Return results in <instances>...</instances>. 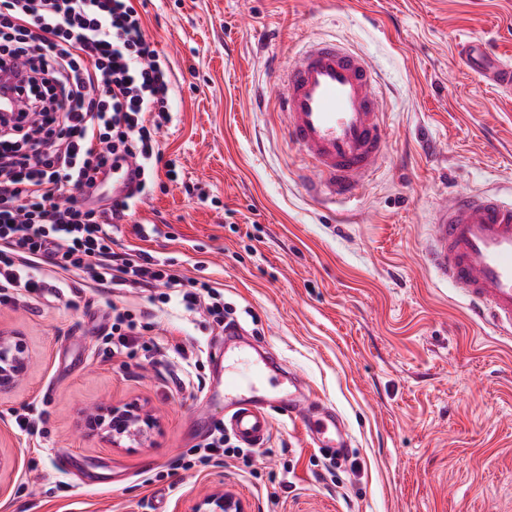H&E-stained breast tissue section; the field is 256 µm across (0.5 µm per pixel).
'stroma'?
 I'll list each match as a JSON object with an SVG mask.
<instances>
[{
    "instance_id": "obj_1",
    "label": "stroma",
    "mask_w": 512,
    "mask_h": 512,
    "mask_svg": "<svg viewBox=\"0 0 512 512\" xmlns=\"http://www.w3.org/2000/svg\"><path fill=\"white\" fill-rule=\"evenodd\" d=\"M143 15L171 70L158 168L178 178L117 244L222 284L247 340L338 410L351 446L329 466L300 425L276 419L253 468L169 471L224 415L212 363L200 385L178 388L188 368L174 348L222 332L137 290L110 306L83 287L0 304V331L22 336L29 357L0 389V512H190L222 493L245 512H512V342L468 320L423 252L444 197L512 184V97L462 52L477 39L512 59V0H146ZM325 37L365 55L382 82L386 152L353 211L306 193L308 159L274 99L253 98L258 85L278 90L298 46ZM116 305L152 308L142 341L162 360L103 352ZM128 402L158 421L142 442L115 447L87 426L91 410ZM26 409L37 436L13 425Z\"/></svg>"
}]
</instances>
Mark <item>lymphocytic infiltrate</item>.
<instances>
[{
  "instance_id": "lymphocytic-infiltrate-1",
  "label": "lymphocytic infiltrate",
  "mask_w": 512,
  "mask_h": 512,
  "mask_svg": "<svg viewBox=\"0 0 512 512\" xmlns=\"http://www.w3.org/2000/svg\"><path fill=\"white\" fill-rule=\"evenodd\" d=\"M0 67L17 71L23 111L0 124V303L79 281L106 297L154 289L160 303L228 322L217 286L181 276L173 259L112 247L113 231L157 187V135L172 120L168 58L147 41L136 0H0ZM121 161L133 163L136 185L102 200L98 176ZM70 188L79 201L57 206ZM145 318L113 307L104 351L133 355ZM227 458L253 465L219 423L171 467Z\"/></svg>"
}]
</instances>
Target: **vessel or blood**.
<instances>
[{"mask_svg": "<svg viewBox=\"0 0 512 512\" xmlns=\"http://www.w3.org/2000/svg\"><path fill=\"white\" fill-rule=\"evenodd\" d=\"M468 52L476 72L512 92V61L496 58L481 41H471ZM282 86L277 107L284 135L312 159L326 201L357 202L386 149L375 68L335 41H316L283 69ZM425 253L432 274L460 288L474 321L512 333V202L488 193L451 195L434 211ZM218 360L229 428L243 447H261L278 414L300 424L315 447L344 453L349 435L342 416L326 402L298 397L297 373L274 381L280 358L254 355L249 345L236 343Z\"/></svg>", "mask_w": 512, "mask_h": 512, "instance_id": "b4317fda", "label": "vessel or blood"}]
</instances>
